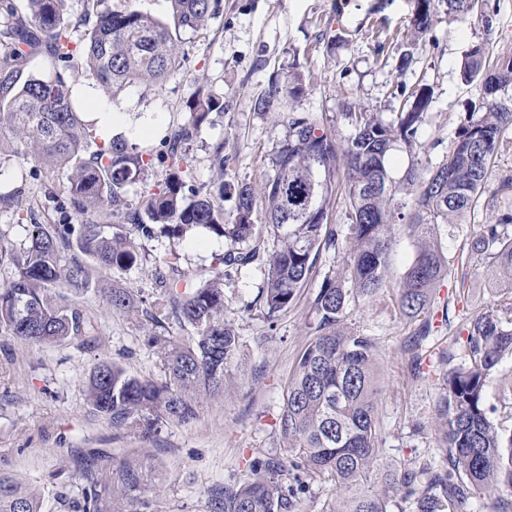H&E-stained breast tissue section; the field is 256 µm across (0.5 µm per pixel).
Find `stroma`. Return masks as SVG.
I'll return each instance as SVG.
<instances>
[{
    "mask_svg": "<svg viewBox=\"0 0 512 512\" xmlns=\"http://www.w3.org/2000/svg\"><path fill=\"white\" fill-rule=\"evenodd\" d=\"M418 0H217L206 24L184 46L186 61L155 90L128 87L107 99L95 81L72 61L70 82L76 106L87 119L109 112L114 133L139 150L158 155L175 127L188 119V102L197 86L212 87L224 97L223 113L187 144L191 184L209 188L217 179L261 188L272 173L270 157L288 137V115L310 112L322 120L339 143L351 126L348 112L362 106L397 122L403 90L428 88L430 103L413 145L396 142L386 158L393 179L412 166H434L446 155L455 131L482 98L479 82L461 78L466 52L483 44L494 54L512 55V0H499V12L482 23V0L471 13L450 17L438 0L429 34L393 39L407 28ZM311 76L298 101L277 112H258L253 100L272 79L287 82L290 72ZM223 143L227 162L216 169L211 147ZM512 174V130L504 135L492 164L475 222L490 223L512 208V190L500 183ZM24 186L36 204L38 221L79 224L81 216L56 177L34 159L0 156V195ZM472 226L441 225L445 254L454 257L452 273L439 287L426 317L433 324L427 353L446 351L463 358L459 329L465 317L499 303L502 290L489 282L479 256L458 261ZM386 286L374 298L360 299L346 309V321L371 336L380 364L378 413L382 426L383 460L400 466L440 458L435 444V380L411 374L404 344L415 325L399 311L396 290L412 262L417 245L403 226L392 231ZM140 260L127 271L108 272L100 291L77 297L78 306L100 321L95 347H35L0 336V470L33 483L44 512H70L86 472L100 483L104 503L112 501V468L124 458L141 455L160 473L150 494L149 512H209L213 491L230 479L249 475L252 459L284 454L278 414L284 386L295 360L315 334L310 308L323 276L344 265L345 251L321 252L312 279L296 305L267 319L259 310H245L263 285L260 264L232 273L224 281V318L235 326L241 343L238 366L223 393L205 397L191 423H168L147 443L114 429L94 415L83 382L93 365L109 360L130 373L161 378L160 356L149 340L151 324L111 310L106 288L130 289L145 306L161 298L152 270L170 250L180 255L181 274L209 276L215 257L228 248L225 240L195 230L182 241L164 236L138 243Z\"/></svg>",
    "mask_w": 512,
    "mask_h": 512,
    "instance_id": "35a3bbf8",
    "label": "stroma"
}]
</instances>
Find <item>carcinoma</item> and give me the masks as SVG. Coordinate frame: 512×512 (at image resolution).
Listing matches in <instances>:
<instances>
[{
    "mask_svg": "<svg viewBox=\"0 0 512 512\" xmlns=\"http://www.w3.org/2000/svg\"><path fill=\"white\" fill-rule=\"evenodd\" d=\"M165 22L136 8L87 12L82 43L72 40L67 0H26L16 15L8 0L0 9L14 18L0 31V155L31 153L56 171L70 202L92 219L83 224H23L21 243L0 227V268L11 270L0 286V335L35 346L77 341L95 345L97 320L75 307L73 297L91 289L103 271H124L138 262L135 240L157 232L173 239L192 228L227 239L231 247L218 255L213 276L188 282L174 277L179 254L171 250L152 272L166 297L149 312L152 325L166 328L174 319L194 336L183 343L173 336L152 335L164 379L133 375L101 360L85 382L90 408L139 441L151 440L160 425L189 423L205 395L224 389L240 355V337L224 320V269L263 264L264 286L245 304L273 317L293 307L311 281L319 254L342 248L347 261L323 277L311 302L315 336L300 352L284 389L279 413L280 436L288 457L267 455L254 461L250 475L213 493L211 512H302L304 477L331 482L336 499L322 512H463L477 496L493 497L497 512H512V428L504 432L487 405L491 377L512 358V319L486 308L466 319L465 358L456 363L439 355L440 396L434 406L435 436L441 462L383 469L381 428L377 416L376 348L371 337L345 323L355 298H370L385 288L391 230L410 218L407 229L418 242L417 255L399 284L401 313L415 318L429 309L450 261L438 242L439 225L470 224L483 185L504 133L512 128V56L489 64L485 45L468 50L463 77L468 82L490 76L505 93L481 102L478 117L461 123L446 156L432 167H410L400 182L391 180L386 156L391 144L415 142L429 103L425 88L412 91L410 111L397 123L377 112H350L352 132L346 146L326 130L317 116L288 113V138L274 151L273 175L260 192L249 184L233 188L219 183L207 191L187 187L186 145L212 114L224 111V97L208 86L196 90L185 124L171 131L166 151L155 158L120 138L96 142L72 99L71 83L56 71L20 81L27 57L41 50L83 66L109 98L139 84L158 88L182 66L186 36L214 14L212 0H168ZM434 0H419L411 19L418 34L434 25ZM306 89L300 72L288 84L273 80L254 99V109L272 112L285 97L300 98ZM96 150L89 153V143ZM162 168L149 185L145 174ZM141 186L137 204L131 187ZM236 195L232 221L224 217V194ZM400 190L410 197L393 206ZM340 195L348 211L349 233L339 239L327 228L331 199ZM19 220L30 216L25 188L0 196ZM409 208L410 214L403 212ZM512 210L494 224H479L470 249L489 260L495 275L508 283L503 307L512 311ZM111 308L128 317L140 306L127 288H111ZM431 334L426 320L409 337L414 375L424 374L422 343ZM156 487L155 471L127 459L112 469V512H145ZM0 512H43L38 490L0 472ZM75 512H103L92 474H86Z\"/></svg>",
    "mask_w": 512,
    "mask_h": 512,
    "instance_id": "carcinoma-1",
    "label": "carcinoma"
}]
</instances>
